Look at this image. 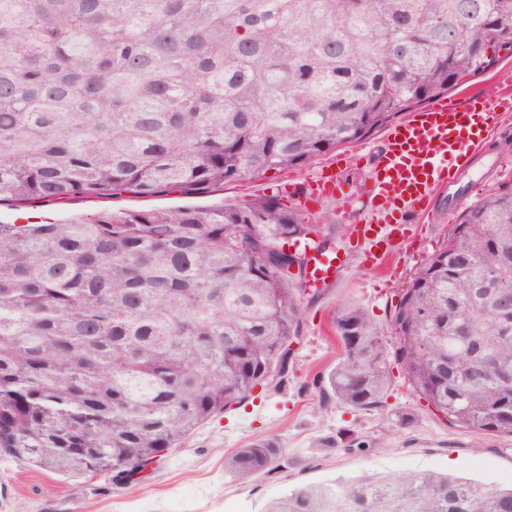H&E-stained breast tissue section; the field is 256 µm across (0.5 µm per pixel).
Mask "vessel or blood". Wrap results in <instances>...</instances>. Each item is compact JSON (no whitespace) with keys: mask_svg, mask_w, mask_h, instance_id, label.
Listing matches in <instances>:
<instances>
[{"mask_svg":"<svg viewBox=\"0 0 512 512\" xmlns=\"http://www.w3.org/2000/svg\"><path fill=\"white\" fill-rule=\"evenodd\" d=\"M507 112H512L508 92L493 99L473 98L462 106L437 100L391 129L370 170L373 197L363 228L372 237L366 250L369 263L385 260L401 248L411 232L406 211L430 212L434 194L454 185L465 159L482 146L488 130L497 127ZM354 194L341 169L328 165L305 184L298 199L304 205L326 198L345 204ZM305 251L313 288L329 285L345 264L336 252H321L312 245Z\"/></svg>","mask_w":512,"mask_h":512,"instance_id":"1","label":"vessel or blood"}]
</instances>
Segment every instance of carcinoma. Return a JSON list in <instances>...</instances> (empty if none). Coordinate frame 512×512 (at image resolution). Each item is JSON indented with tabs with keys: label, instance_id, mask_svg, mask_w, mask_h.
<instances>
[{
	"label": "carcinoma",
	"instance_id": "cac0c4a2",
	"mask_svg": "<svg viewBox=\"0 0 512 512\" xmlns=\"http://www.w3.org/2000/svg\"><path fill=\"white\" fill-rule=\"evenodd\" d=\"M512 44V0H0V202L205 196L302 171L448 93ZM300 209L101 211L0 223V451L62 474L148 458L288 383L306 292ZM512 190L489 189L390 312L407 385L446 421L512 440ZM313 385L356 410L390 386L366 308ZM370 451L360 437L322 441ZM273 437L225 463L271 472ZM262 512H512V486L452 473L322 480Z\"/></svg>",
	"mask_w": 512,
	"mask_h": 512
}]
</instances>
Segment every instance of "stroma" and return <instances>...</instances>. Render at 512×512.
<instances>
[{"instance_id":"1","label":"stroma","mask_w":512,"mask_h":512,"mask_svg":"<svg viewBox=\"0 0 512 512\" xmlns=\"http://www.w3.org/2000/svg\"><path fill=\"white\" fill-rule=\"evenodd\" d=\"M512 87V55L490 71L470 78L449 92L447 101L468 95L489 98ZM385 132L336 149L300 172L268 173L266 178L229 182L215 192L193 199L178 191L153 196L121 193L108 198L78 197L39 202L28 209L0 206V222L10 224L26 215L48 221L66 220L103 210L169 208L191 202L200 206L244 207L278 195L288 180H310L324 166L340 162L344 177L366 185L369 165L385 146ZM458 184L468 185V200L491 187L512 186V113L488 133L482 147L459 171ZM365 200L340 209L336 201L310 205L312 223L340 227L342 249L349 258L339 278L318 297L305 299L301 341L288 382L282 389H255L236 410L215 416L177 448L155 458L131 484L115 482L111 472L64 475L0 454V512H262L264 506L302 484L326 478L398 477L408 473L454 472L502 485L512 483V442L448 425L409 391L401 368H394V386L383 402L370 410H355L323 397L314 377L331 369L343 352L334 321L345 303L365 307L371 321L383 329L387 347H395L390 310L399 293L434 250L447 239L459 213L447 192L434 197L429 214L413 224L415 237L386 266L365 264L362 243L350 237L361 223ZM412 414L402 424V414ZM347 432L367 441L365 454L325 449L322 438ZM274 436L284 453L271 473L238 479L225 469L226 460L247 443Z\"/></svg>"}]
</instances>
